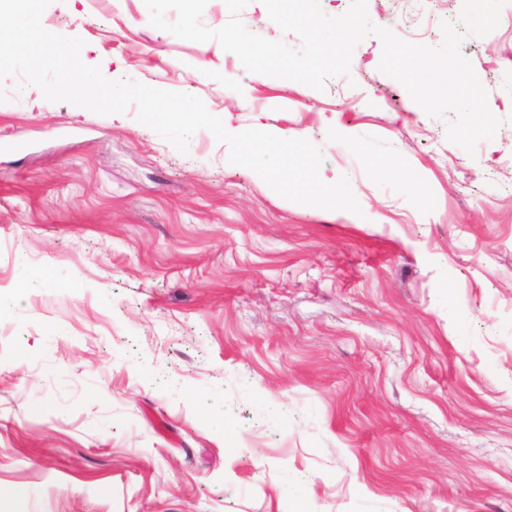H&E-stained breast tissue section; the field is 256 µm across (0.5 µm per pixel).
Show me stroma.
<instances>
[{
  "label": "stroma",
  "mask_w": 512,
  "mask_h": 512,
  "mask_svg": "<svg viewBox=\"0 0 512 512\" xmlns=\"http://www.w3.org/2000/svg\"><path fill=\"white\" fill-rule=\"evenodd\" d=\"M461 7L367 0L429 46ZM501 13L462 46L492 102L512 99ZM240 18L301 46L260 0ZM42 24L107 78L310 140L362 212L272 193L209 131L183 154L136 107L0 80V512H290L292 477L316 512H512V111L470 154L374 36L317 90L151 26L144 0H52Z\"/></svg>",
  "instance_id": "1"
}]
</instances>
